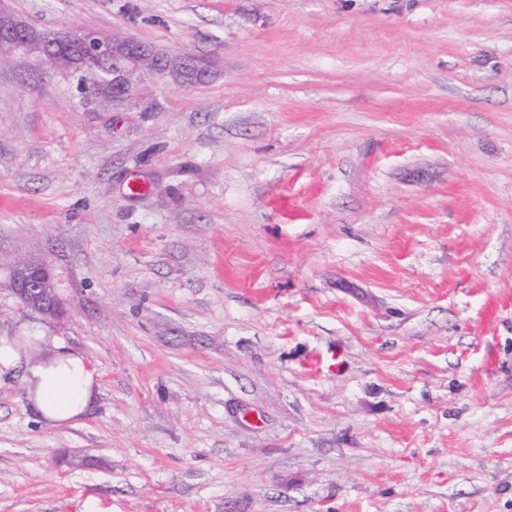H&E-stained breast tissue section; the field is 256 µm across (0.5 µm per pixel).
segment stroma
<instances>
[{"label":"stroma","mask_w":512,"mask_h":512,"mask_svg":"<svg viewBox=\"0 0 512 512\" xmlns=\"http://www.w3.org/2000/svg\"><path fill=\"white\" fill-rule=\"evenodd\" d=\"M136 40L129 95L0 49V257L97 371H0V512H512V0H0ZM195 54L204 79L177 64ZM8 267V286L20 309L52 320L69 314L67 277L61 267L33 256L17 258ZM58 350L48 360L35 359L16 350L8 336H0V365L10 369L24 359L25 383L30 393L35 390L32 406L43 420L53 424L83 414L95 383L94 371L88 368L83 355L63 346Z\"/></svg>","instance_id":"35a3bbf8"}]
</instances>
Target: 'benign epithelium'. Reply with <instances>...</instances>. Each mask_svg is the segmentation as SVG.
I'll use <instances>...</instances> for the list:
<instances>
[{"mask_svg": "<svg viewBox=\"0 0 512 512\" xmlns=\"http://www.w3.org/2000/svg\"><path fill=\"white\" fill-rule=\"evenodd\" d=\"M36 45L45 60L53 66H65L78 55L94 56L100 62H112L108 80L112 96L121 97L130 91L124 71L125 63H134L161 71L167 60L145 45L128 39L116 43L94 32H73L49 40L36 39L25 23L0 13V48L9 46L26 51ZM67 277L62 268L40 257L24 256L9 263L8 286L20 309L44 318L61 320L69 314Z\"/></svg>", "mask_w": 512, "mask_h": 512, "instance_id": "1", "label": "benign epithelium"}]
</instances>
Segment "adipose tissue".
I'll return each mask as SVG.
<instances>
[{
  "instance_id": "ef3b65f1",
  "label": "adipose tissue",
  "mask_w": 512,
  "mask_h": 512,
  "mask_svg": "<svg viewBox=\"0 0 512 512\" xmlns=\"http://www.w3.org/2000/svg\"><path fill=\"white\" fill-rule=\"evenodd\" d=\"M25 367V383L34 389L32 406L43 420L58 424L76 419L84 413L95 375L83 355L62 349L50 359L26 358L11 344H0V366Z\"/></svg>"
}]
</instances>
